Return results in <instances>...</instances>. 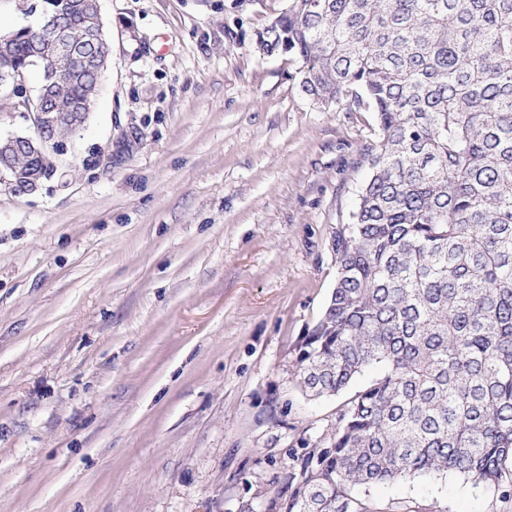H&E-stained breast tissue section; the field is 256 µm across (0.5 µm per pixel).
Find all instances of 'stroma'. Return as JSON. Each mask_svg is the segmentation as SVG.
Returning a JSON list of instances; mask_svg holds the SVG:
<instances>
[{
  "label": "stroma",
  "instance_id": "stroma-1",
  "mask_svg": "<svg viewBox=\"0 0 512 512\" xmlns=\"http://www.w3.org/2000/svg\"><path fill=\"white\" fill-rule=\"evenodd\" d=\"M112 65L36 190L0 173V512H271L341 397L297 344L335 284L370 112L260 58L287 0H98ZM379 505L512 512L453 473Z\"/></svg>",
  "mask_w": 512,
  "mask_h": 512
}]
</instances>
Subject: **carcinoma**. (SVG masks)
<instances>
[{
	"mask_svg": "<svg viewBox=\"0 0 512 512\" xmlns=\"http://www.w3.org/2000/svg\"><path fill=\"white\" fill-rule=\"evenodd\" d=\"M41 21L0 33V90L31 66L79 113L110 45L95 0H40ZM69 28L84 63L32 47ZM262 56L302 62L319 107L376 116L352 222L336 231V284L298 344L296 385L350 393L325 446L294 459L279 512H395L355 493L452 472L512 493V0H288L256 34ZM53 170L51 153L18 159ZM383 366L352 390L358 375Z\"/></svg>",
	"mask_w": 512,
	"mask_h": 512,
	"instance_id": "carcinoma-1",
	"label": "carcinoma"
}]
</instances>
